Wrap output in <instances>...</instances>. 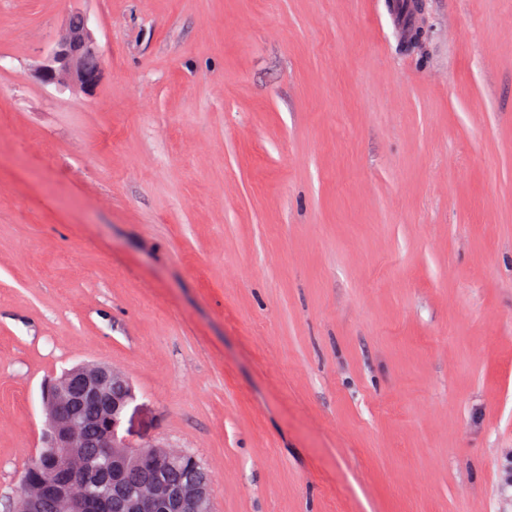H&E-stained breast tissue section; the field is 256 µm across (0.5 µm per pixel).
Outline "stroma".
Listing matches in <instances>:
<instances>
[{"instance_id": "obj_1", "label": "stroma", "mask_w": 512, "mask_h": 512, "mask_svg": "<svg viewBox=\"0 0 512 512\" xmlns=\"http://www.w3.org/2000/svg\"><path fill=\"white\" fill-rule=\"evenodd\" d=\"M93 95L35 74L68 14ZM0 0V512L106 363L214 512H507L512 0Z\"/></svg>"}]
</instances>
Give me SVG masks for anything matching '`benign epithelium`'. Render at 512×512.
Masks as SVG:
<instances>
[{"label": "benign epithelium", "mask_w": 512, "mask_h": 512, "mask_svg": "<svg viewBox=\"0 0 512 512\" xmlns=\"http://www.w3.org/2000/svg\"><path fill=\"white\" fill-rule=\"evenodd\" d=\"M78 26L66 24L37 66L45 85L89 94L102 81L107 63L88 17ZM133 382L121 371L102 364L80 363L64 370L42 389L45 416L43 447L31 475L16 491L14 512H102L100 496L79 494L93 468L87 449L106 462L105 482L122 490L127 461L150 464L154 479L144 492L127 500L129 512H213L211 479L173 486L166 472L173 460L160 445L132 446L122 434L129 405L135 400ZM95 408L100 422L94 442L84 435L81 409Z\"/></svg>", "instance_id": "1"}]
</instances>
